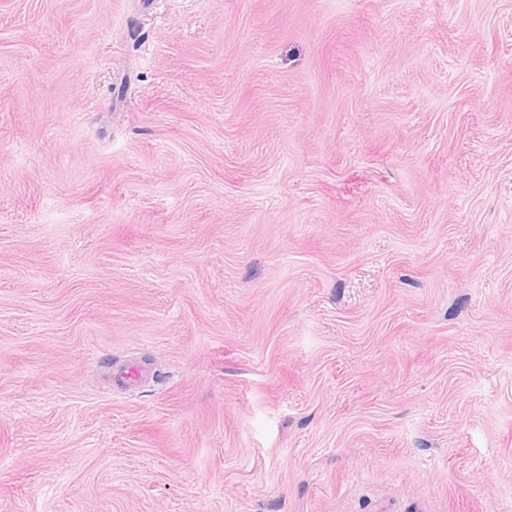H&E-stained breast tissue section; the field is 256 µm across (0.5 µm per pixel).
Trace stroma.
<instances>
[{
  "label": "stroma",
  "mask_w": 512,
  "mask_h": 512,
  "mask_svg": "<svg viewBox=\"0 0 512 512\" xmlns=\"http://www.w3.org/2000/svg\"><path fill=\"white\" fill-rule=\"evenodd\" d=\"M0 512H512V0H0Z\"/></svg>",
  "instance_id": "obj_1"
}]
</instances>
